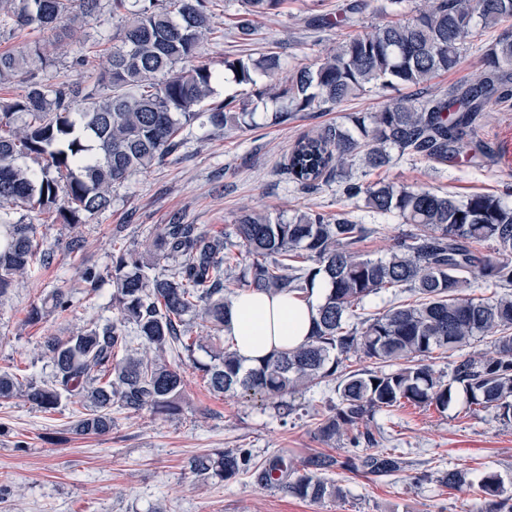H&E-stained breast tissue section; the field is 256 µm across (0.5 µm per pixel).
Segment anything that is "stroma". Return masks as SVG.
Returning a JSON list of instances; mask_svg holds the SVG:
<instances>
[{
    "instance_id": "1",
    "label": "stroma",
    "mask_w": 512,
    "mask_h": 512,
    "mask_svg": "<svg viewBox=\"0 0 512 512\" xmlns=\"http://www.w3.org/2000/svg\"><path fill=\"white\" fill-rule=\"evenodd\" d=\"M348 2L322 0L315 7L311 0H290L284 14L259 20L252 39L244 41L226 25L240 10L238 0H214L213 24L222 36L206 43L204 57L220 76L216 100L238 89L224 69L225 57L273 52L285 70L297 69L323 58L350 35L411 17L418 6L417 0H405L391 13L372 7L349 17L344 13ZM111 28V22L93 21L65 33L4 31L0 51L20 53L37 42L61 43L44 78L81 82L105 68L99 32ZM500 33L497 27L480 30L474 49L463 54L454 71L427 83L421 98L459 86L478 64V47L494 42ZM409 93L403 86L374 88L330 109L296 113L285 124L270 123L277 105L259 99L254 128H228L206 139L199 127L187 128L181 147L118 188L107 210L78 224L34 217L35 241L51 259L0 298V372L25 367L39 379L49 378L45 337L64 338L89 323L115 319L111 286L105 282L98 289L88 288L80 278L83 267L109 271L113 253L142 247L154 225L168 223L170 217L214 232L232 230L246 208L274 217L311 209L363 218L362 201L347 199L336 182L310 193L289 182L288 150L302 135L345 123L352 112L376 111ZM464 144L458 159L447 164L396 154L367 178L459 197L492 193L512 202V99L490 105ZM368 225L372 232L359 249L373 258L386 255L398 239L414 231L395 216L372 219ZM57 288L68 289L71 310L49 312L39 323H29L31 307L43 306ZM167 358L183 376L181 413L158 416L116 406L111 431L100 436L75 433L78 405L67 403L61 412L47 414L22 397L0 401V512H483L481 495L451 490L438 481L442 472L462 467L473 481L484 472H497L506 494L512 495V425L501 424L491 412H472L463 391H454L443 411L404 403L376 413L368 422L376 444H366L354 430L326 443L318 439L317 427L326 403L338 399L336 381L288 396L283 410L274 398L258 401L239 392H213L193 366L194 361H207L203 351L191 356L171 352ZM237 448L248 449L259 464L276 454L296 465L312 455L335 457L338 466L325 476L344 496L316 503L260 484L250 475L204 483L189 470L194 456ZM377 453L400 456L405 471L376 478L341 465L345 458Z\"/></svg>"
}]
</instances>
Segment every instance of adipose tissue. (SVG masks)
Masks as SVG:
<instances>
[{"label":"adipose tissue","instance_id":"1","mask_svg":"<svg viewBox=\"0 0 512 512\" xmlns=\"http://www.w3.org/2000/svg\"><path fill=\"white\" fill-rule=\"evenodd\" d=\"M328 288L316 282L306 293H273L258 288L232 297L224 335L245 366L271 353L295 348L310 335Z\"/></svg>","mask_w":512,"mask_h":512}]
</instances>
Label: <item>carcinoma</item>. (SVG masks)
<instances>
[{
    "mask_svg": "<svg viewBox=\"0 0 512 512\" xmlns=\"http://www.w3.org/2000/svg\"><path fill=\"white\" fill-rule=\"evenodd\" d=\"M212 0H0V29L44 30L58 25L117 21L107 68L92 87L30 81L25 93L0 102V297L17 279L44 261L34 243L32 224L15 218L23 210L56 214L66 224L106 210L112 193L136 173L163 162L182 144L180 133L194 123L203 137L227 125L254 124L253 99L281 103L271 122H288L297 112L335 106L372 88L419 87L450 72L477 28L512 21V0H425L426 6L403 23H387L358 33L314 65L283 78L273 54L224 59L235 82L247 93L213 101L219 75L203 60L212 40ZM235 29L255 33L259 19L283 13L286 0H242ZM52 64L42 44L26 53L0 52V84ZM512 83V31L482 49L479 68L440 98L406 97L375 112L352 113L348 125H331L299 137L286 167L289 179L305 190L336 181L349 199L384 217L398 215L417 232L396 243L385 259L357 250L371 230L347 214L304 211L286 219L245 210L233 231L214 234L176 221L156 225L141 249L112 254L109 276L117 322H94L65 339L47 336L44 353L52 360L49 379L35 381L0 373V399L23 396L48 413L62 399L81 403L75 430L101 435L112 429V405L135 412L172 416L182 410L183 379L164 354L181 350L193 360L216 393L242 391L269 398L293 394L340 375L339 403L318 427L329 441L405 401L447 409L461 389L470 405L493 411L512 424V293L470 297L462 294L478 274L488 288L512 287V206L491 194L458 199L427 189L397 188L353 178L351 169H375L391 159L390 150L446 163L462 149L466 131L491 103L509 97ZM32 164H27V161ZM487 246L481 251L477 245ZM174 262L169 274L160 261ZM238 276H224L232 267ZM329 283L309 341L244 368L226 345L213 362L193 359L202 348L190 321L201 319L217 332L228 322L229 296L243 288L308 292L317 278ZM407 287L413 304L390 307L348 320L383 288ZM132 326L128 332L126 326ZM489 339L490 355L456 362L451 375L425 360ZM357 352L375 368L338 371L342 356ZM390 364L392 370L383 366ZM243 449L215 450L189 461L199 480L230 481L249 469ZM332 457H308L294 479L288 460L273 456L254 470L258 482L285 485L293 495L320 502L342 494L323 472ZM366 474L402 472L406 462L392 453L359 459ZM466 469L449 470L439 482L450 489L473 487ZM478 490L485 512H512L502 481L484 473Z\"/></svg>",
    "mask_w": 512,
    "mask_h": 512,
    "instance_id": "obj_1",
    "label": "carcinoma"
}]
</instances>
